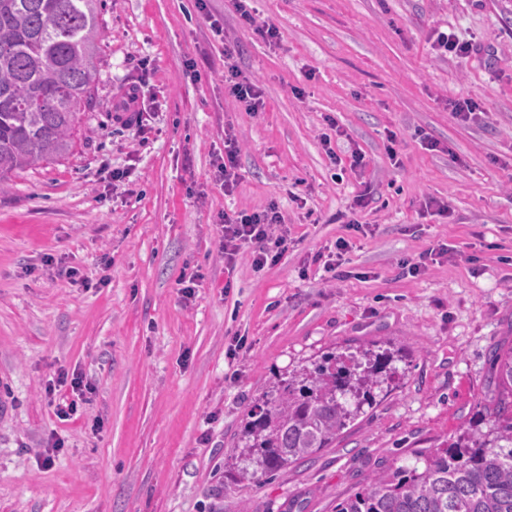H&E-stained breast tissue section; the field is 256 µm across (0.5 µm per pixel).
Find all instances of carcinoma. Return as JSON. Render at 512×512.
<instances>
[{
    "label": "carcinoma",
    "instance_id": "obj_1",
    "mask_svg": "<svg viewBox=\"0 0 512 512\" xmlns=\"http://www.w3.org/2000/svg\"><path fill=\"white\" fill-rule=\"evenodd\" d=\"M101 0H0V183L68 154L91 105ZM499 395L481 427L380 473L336 512H512V348L493 354ZM393 354L327 352L251 411L241 456L272 474L329 447L375 389Z\"/></svg>",
    "mask_w": 512,
    "mask_h": 512
}]
</instances>
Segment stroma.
Wrapping results in <instances>:
<instances>
[{
	"mask_svg": "<svg viewBox=\"0 0 512 512\" xmlns=\"http://www.w3.org/2000/svg\"><path fill=\"white\" fill-rule=\"evenodd\" d=\"M245 4L280 39L235 0H103L71 152L0 184V512H335L485 415L512 346V0ZM439 30L476 51L440 56ZM228 46L259 112L224 92ZM133 87L141 120L123 124L112 104ZM461 97L474 119L453 117ZM272 203L280 261H225V213ZM340 237L335 279L313 257ZM440 242L447 261L402 275ZM361 346L396 350L394 374L336 442L274 474L240 460L276 384ZM240 148L231 133L224 135V164L221 173L224 179V191L231 192L238 182V155Z\"/></svg>",
	"mask_w": 512,
	"mask_h": 512,
	"instance_id": "1",
	"label": "stroma"
}]
</instances>
